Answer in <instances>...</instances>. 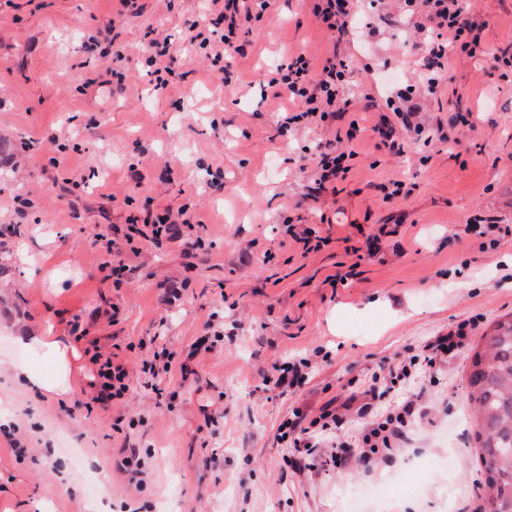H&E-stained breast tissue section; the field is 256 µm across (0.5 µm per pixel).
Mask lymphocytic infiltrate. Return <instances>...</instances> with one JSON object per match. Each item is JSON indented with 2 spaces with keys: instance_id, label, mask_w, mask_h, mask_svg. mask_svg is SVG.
Listing matches in <instances>:
<instances>
[{
  "instance_id": "lymphocytic-infiltrate-1",
  "label": "lymphocytic infiltrate",
  "mask_w": 512,
  "mask_h": 512,
  "mask_svg": "<svg viewBox=\"0 0 512 512\" xmlns=\"http://www.w3.org/2000/svg\"><path fill=\"white\" fill-rule=\"evenodd\" d=\"M240 0H210L209 11L215 15L216 27L202 31L199 23H191L183 50H174L170 37H155L149 42V61L153 66L156 87H165L167 77L173 74L176 64L184 62L189 47L202 44L214 57L232 56L236 53L235 39L239 29ZM406 6L421 5L422 18L431 30L446 32L447 43H433L425 49L426 84L428 91H435L441 82L447 79L445 58L454 51L469 57H476L481 46L483 27L475 14L467 12L460 0H404ZM287 92L288 99L295 111L313 121L323 122L336 111L346 110L347 99L342 96L347 82V68L343 62L326 59L320 71H313L304 54L289 57L286 64L280 66L276 77ZM97 370L89 386L93 391V401L101 404L122 399L129 389V372L123 364L94 356ZM416 411L414 397H406L385 420L372 419L373 408L364 405L362 415L370 422L361 442L342 443L336 456L337 464L345 466L350 462L368 461L377 450L394 452L404 435L408 418Z\"/></svg>"
}]
</instances>
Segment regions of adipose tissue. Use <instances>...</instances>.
Returning a JSON list of instances; mask_svg holds the SVG:
<instances>
[{"mask_svg":"<svg viewBox=\"0 0 512 512\" xmlns=\"http://www.w3.org/2000/svg\"><path fill=\"white\" fill-rule=\"evenodd\" d=\"M29 346L44 349L54 361L55 372L48 375L26 365L12 366L11 372L18 384L44 394L58 397L68 395L71 390V377L80 365V354L72 346L61 344L53 336H33Z\"/></svg>","mask_w":512,"mask_h":512,"instance_id":"ef3b65f1","label":"adipose tissue"}]
</instances>
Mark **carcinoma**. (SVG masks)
Listing matches in <instances>:
<instances>
[{
	"label": "carcinoma",
	"instance_id": "obj_1",
	"mask_svg": "<svg viewBox=\"0 0 512 512\" xmlns=\"http://www.w3.org/2000/svg\"><path fill=\"white\" fill-rule=\"evenodd\" d=\"M468 398L481 462L475 512H512V317L470 348Z\"/></svg>",
	"mask_w": 512,
	"mask_h": 512
}]
</instances>
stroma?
Listing matches in <instances>:
<instances>
[{"instance_id":"35a3bbf8","label":"stroma","mask_w":512,"mask_h":512,"mask_svg":"<svg viewBox=\"0 0 512 512\" xmlns=\"http://www.w3.org/2000/svg\"><path fill=\"white\" fill-rule=\"evenodd\" d=\"M461 2L485 21L489 54H449L431 94L430 35L401 0H359L340 39L313 0H267L242 26V53L194 51L163 89L145 62L149 31L183 43L205 0H0V394L28 448L15 456L0 430V512H91L92 488L112 512H473L467 349L420 366L397 452L346 468L331 456L362 432L364 390L381 389L376 412L395 408L390 370L431 337L462 325L470 345L512 315V71L491 59L512 49V0ZM106 30L126 55L111 71L86 50ZM295 52L343 60L350 105L286 132L290 104L271 79ZM408 85L444 141L400 127L392 149L374 132ZM461 105L473 128L452 125ZM339 136L351 169L309 199L314 158ZM182 208L195 247L126 240L147 213ZM479 216L499 231L459 241ZM291 224L325 244L306 249ZM47 331L81 355L64 400L8 370H50L18 342ZM161 349L170 373L144 374ZM96 353L130 373L106 409L82 403ZM303 358L304 384L273 386L276 364ZM344 405L341 428L314 426ZM297 410L315 445L299 471L278 438ZM133 452L140 484L118 470Z\"/></svg>"}]
</instances>
